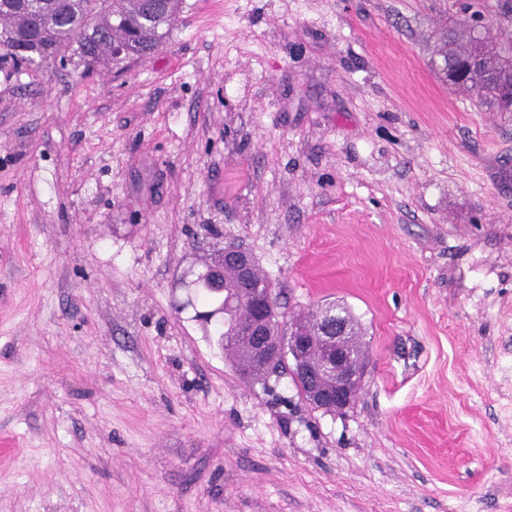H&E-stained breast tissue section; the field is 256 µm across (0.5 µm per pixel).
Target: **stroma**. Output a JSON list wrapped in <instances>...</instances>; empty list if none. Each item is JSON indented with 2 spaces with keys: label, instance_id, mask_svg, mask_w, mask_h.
Listing matches in <instances>:
<instances>
[{
  "label": "stroma",
  "instance_id": "stroma-1",
  "mask_svg": "<svg viewBox=\"0 0 512 512\" xmlns=\"http://www.w3.org/2000/svg\"><path fill=\"white\" fill-rule=\"evenodd\" d=\"M506 0H182L149 57L0 63V512H512V112L431 65ZM338 301L365 381L240 380L196 272Z\"/></svg>",
  "mask_w": 512,
  "mask_h": 512
}]
</instances>
